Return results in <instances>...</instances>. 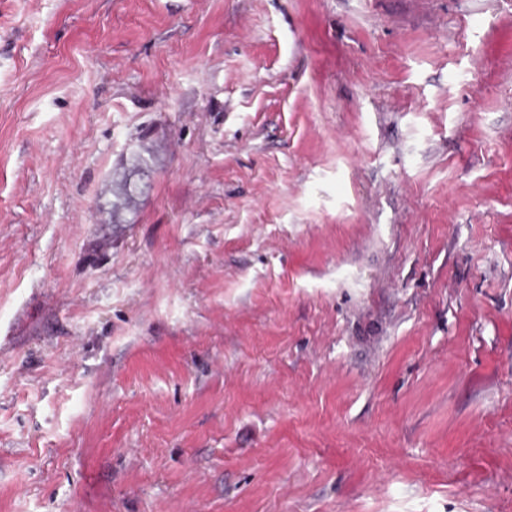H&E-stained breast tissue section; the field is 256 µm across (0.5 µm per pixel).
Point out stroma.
<instances>
[{
	"label": "stroma",
	"instance_id": "stroma-1",
	"mask_svg": "<svg viewBox=\"0 0 512 512\" xmlns=\"http://www.w3.org/2000/svg\"><path fill=\"white\" fill-rule=\"evenodd\" d=\"M0 512H512V0H0Z\"/></svg>",
	"mask_w": 512,
	"mask_h": 512
}]
</instances>
